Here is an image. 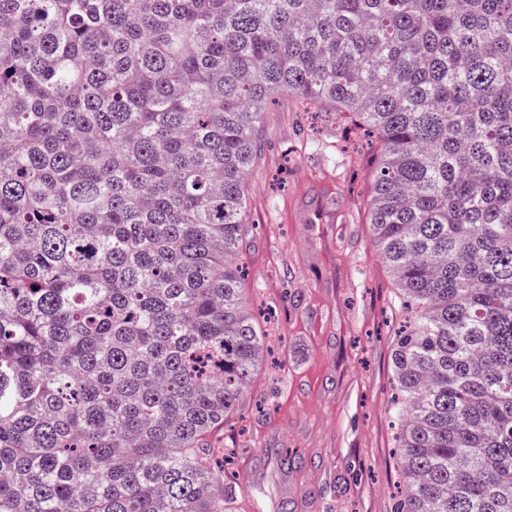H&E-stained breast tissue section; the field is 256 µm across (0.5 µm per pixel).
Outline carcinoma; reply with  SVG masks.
Listing matches in <instances>:
<instances>
[{
  "label": "carcinoma",
  "instance_id": "1",
  "mask_svg": "<svg viewBox=\"0 0 512 512\" xmlns=\"http://www.w3.org/2000/svg\"><path fill=\"white\" fill-rule=\"evenodd\" d=\"M285 92L375 152L393 512H512V0H0V512H231Z\"/></svg>",
  "mask_w": 512,
  "mask_h": 512
}]
</instances>
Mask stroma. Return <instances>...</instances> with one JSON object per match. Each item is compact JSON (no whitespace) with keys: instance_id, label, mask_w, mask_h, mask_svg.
Segmentation results:
<instances>
[{"instance_id":"1","label":"stroma","mask_w":512,"mask_h":512,"mask_svg":"<svg viewBox=\"0 0 512 512\" xmlns=\"http://www.w3.org/2000/svg\"><path fill=\"white\" fill-rule=\"evenodd\" d=\"M243 261L267 334L260 376L215 438L234 512H393V335L404 311L364 224L372 151L283 95L259 134ZM305 459L286 468L284 453Z\"/></svg>"}]
</instances>
